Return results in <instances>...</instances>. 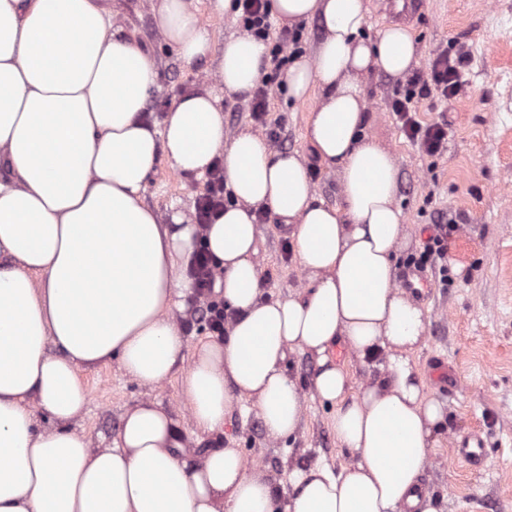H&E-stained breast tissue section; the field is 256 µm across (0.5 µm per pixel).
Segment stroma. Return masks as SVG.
<instances>
[{"label":"stroma","mask_w":512,"mask_h":512,"mask_svg":"<svg viewBox=\"0 0 512 512\" xmlns=\"http://www.w3.org/2000/svg\"><path fill=\"white\" fill-rule=\"evenodd\" d=\"M109 6L156 60L149 112L162 116L177 96L206 84L203 68L184 67L160 38L148 0H109ZM409 30L418 71H428L440 52L462 48L468 53L463 91L446 101L430 95L418 103L423 122L448 124L444 148L434 156L406 139L390 112L391 99L405 90L404 78L375 71L363 79L369 130L399 163L397 202L411 243L400 251L397 271L422 250L429 225L450 219L457 225L443 260L447 275L428 268L429 284L418 296L429 326L415 360L428 392L448 417L421 483L443 498L445 512H512V0H428ZM269 103L267 120L278 126L282 150L306 158L318 197L339 203L336 173L320 166L305 139L308 103L296 102L275 82ZM205 185V179L181 174L162 160L147 179L144 198L164 214L179 212L192 220ZM260 229L263 288L276 297L300 290L303 276L285 258V224L269 214ZM80 375L92 401L74 428L100 448L111 446L124 410L153 397L172 413L191 456L210 448H240L285 493L293 470L322 459L336 467L350 460L332 431L333 406L316 399H307L304 422L291 439H268L250 400L236 405L222 434L196 435L178 379L150 390L128 380L115 361L81 368ZM473 433L481 434L487 451L477 470L456 459L452 447L455 439Z\"/></svg>","instance_id":"35a3bbf8"}]
</instances>
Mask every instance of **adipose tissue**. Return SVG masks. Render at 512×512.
I'll use <instances>...</instances> for the list:
<instances>
[{
	"label": "adipose tissue",
	"instance_id": "1",
	"mask_svg": "<svg viewBox=\"0 0 512 512\" xmlns=\"http://www.w3.org/2000/svg\"><path fill=\"white\" fill-rule=\"evenodd\" d=\"M284 24L318 20L312 55L289 66V96L317 93L305 135L337 172L341 203L315 195L298 154L252 129L224 132V96H246L267 65L265 42L216 41L190 0H153L155 26L185 67L214 61L216 89L181 94L146 122L156 63L104 0H0V512H443L420 477L447 425L412 354L428 331L399 288L393 258L409 244L394 154L368 133L363 78L417 61L398 25L364 39L366 0H271ZM205 176L222 159L231 200L211 224L163 221L143 198L159 158ZM265 210L290 225L306 285L268 296L256 260ZM204 245L221 271L223 339L188 346L175 313ZM378 362L355 384L335 345ZM309 354L308 380L288 358ZM118 360L154 389L181 375L190 419L218 433L253 399L268 436L296 433L306 396L334 406L350 463L294 470L291 491L238 448L185 458L176 420L146 399L107 448L72 422L90 403L80 367ZM49 425H41L39 414Z\"/></svg>",
	"mask_w": 512,
	"mask_h": 512
}]
</instances>
